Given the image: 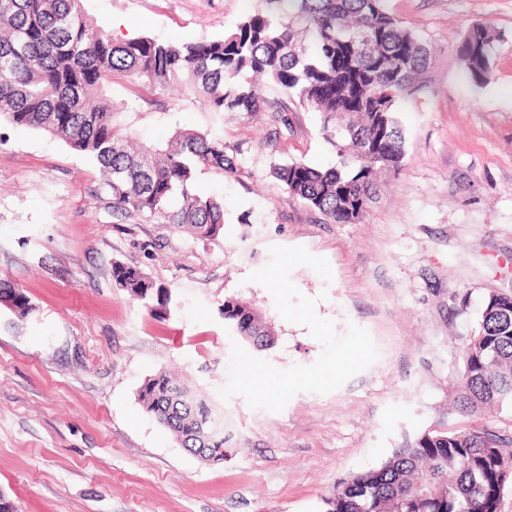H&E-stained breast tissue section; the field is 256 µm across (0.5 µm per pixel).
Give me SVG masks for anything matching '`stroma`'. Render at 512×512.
Segmentation results:
<instances>
[{
    "mask_svg": "<svg viewBox=\"0 0 512 512\" xmlns=\"http://www.w3.org/2000/svg\"><path fill=\"white\" fill-rule=\"evenodd\" d=\"M430 62L404 93L402 167L381 176L361 223L335 224L289 199L275 167L337 165L321 116L291 103L211 112L202 95L117 80L133 101L121 129L144 142L174 130L223 137L235 167L198 178L224 201V230L202 240L135 214L113 217L97 164L60 138L0 121V280L34 305L0 306V493L15 512H325L349 475L377 467L424 431L479 424L512 437V410L454 406L462 349L484 298L512 295V0H386ZM263 0H85L116 39L224 38ZM496 40L484 85L463 77L456 46L475 24ZM273 245L328 260L332 282L291 278L337 332L365 328L378 359L340 389L295 395L279 413L222 399L231 337L218 308L237 296L271 325L263 359L314 363L322 347L284 320L248 275ZM140 268L178 298L151 314L117 286L113 263ZM166 370L224 413V457L203 461L147 415L146 378Z\"/></svg>",
    "mask_w": 512,
    "mask_h": 512,
    "instance_id": "35a3bbf8",
    "label": "stroma"
}]
</instances>
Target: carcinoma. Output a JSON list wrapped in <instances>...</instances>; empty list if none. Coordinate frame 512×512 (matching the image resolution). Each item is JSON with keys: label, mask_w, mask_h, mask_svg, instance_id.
<instances>
[{"label": "carcinoma", "mask_w": 512, "mask_h": 512, "mask_svg": "<svg viewBox=\"0 0 512 512\" xmlns=\"http://www.w3.org/2000/svg\"><path fill=\"white\" fill-rule=\"evenodd\" d=\"M495 34L472 26L457 45L465 78L488 76ZM429 63L419 36L385 8V0H264L220 40L182 43L147 37L117 41L88 23L83 0H0V117L59 137L94 159L112 215L146 214L212 239L224 226V202L195 191L199 171L224 172V139L180 131L155 146L134 147L115 124L130 109L108 92L115 79L143 78L166 90L202 92L211 111L268 112L283 122L288 104L270 103L271 83L291 101L323 115V138L339 165L318 170L294 161L276 171L287 197L337 224H358L379 192L377 175L405 156L398 105ZM116 284L165 309L171 291L142 270L116 263ZM0 304L25 318L31 300L0 281ZM224 323L257 351L273 344L257 311L238 297L220 308ZM458 409H512V297L489 295L463 346ZM145 411L189 452L224 458V415L166 372L139 391ZM512 439L482 425L425 431L382 465L351 475L347 489L324 499L326 512H497L500 467Z\"/></svg>", "instance_id": "carcinoma-1"}]
</instances>
